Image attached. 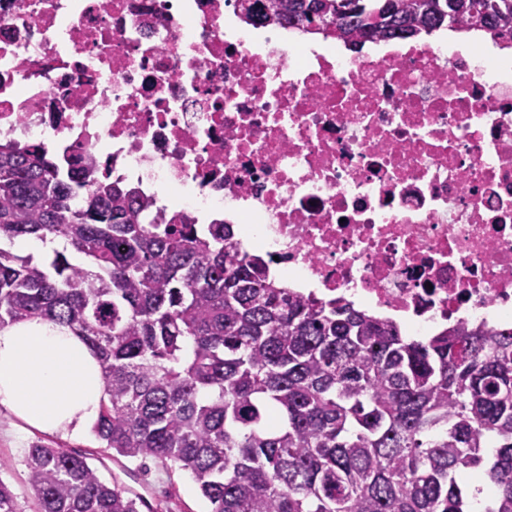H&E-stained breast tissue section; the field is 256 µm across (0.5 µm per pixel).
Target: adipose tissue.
Returning <instances> with one entry per match:
<instances>
[{
  "label": "adipose tissue",
  "instance_id": "obj_1",
  "mask_svg": "<svg viewBox=\"0 0 512 512\" xmlns=\"http://www.w3.org/2000/svg\"><path fill=\"white\" fill-rule=\"evenodd\" d=\"M106 400L100 364L73 330L41 318L0 329V406L28 426L83 436Z\"/></svg>",
  "mask_w": 512,
  "mask_h": 512
}]
</instances>
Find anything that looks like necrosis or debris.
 Instances as JSON below:
<instances>
[{"label": "necrosis or debris", "mask_w": 512, "mask_h": 512, "mask_svg": "<svg viewBox=\"0 0 512 512\" xmlns=\"http://www.w3.org/2000/svg\"><path fill=\"white\" fill-rule=\"evenodd\" d=\"M236 0H0V143L222 220L411 335L512 323V58L239 28Z\"/></svg>", "instance_id": "1"}]
</instances>
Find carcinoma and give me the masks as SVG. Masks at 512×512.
<instances>
[{"instance_id":"carcinoma-1","label":"carcinoma","mask_w":512,"mask_h":512,"mask_svg":"<svg viewBox=\"0 0 512 512\" xmlns=\"http://www.w3.org/2000/svg\"><path fill=\"white\" fill-rule=\"evenodd\" d=\"M248 23L356 47L481 31L512 0H237ZM96 163L0 144V328L76 331L108 399L105 450L191 473L210 512H512V327L413 339L344 298H302L224 224L173 212ZM60 238L49 258L16 240ZM35 512H139L87 458L24 450ZM0 512H26L0 479Z\"/></svg>"}]
</instances>
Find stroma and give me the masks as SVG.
Returning <instances> with one entry per match:
<instances>
[{
    "instance_id": "1",
    "label": "stroma",
    "mask_w": 512,
    "mask_h": 512,
    "mask_svg": "<svg viewBox=\"0 0 512 512\" xmlns=\"http://www.w3.org/2000/svg\"><path fill=\"white\" fill-rule=\"evenodd\" d=\"M35 442L90 457L105 479H117L145 501L160 505L162 512H209V503L188 471L166 468L151 460L143 465L132 463L126 458L102 452L94 434L64 439L32 429L0 409V478L10 485L26 512H32L34 508V495L28 484L23 455L25 448Z\"/></svg>"
}]
</instances>
